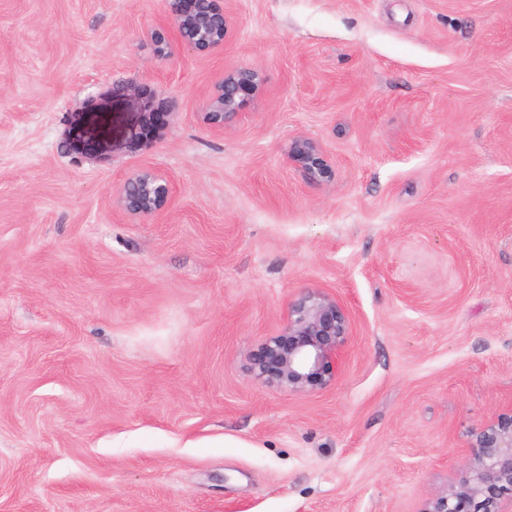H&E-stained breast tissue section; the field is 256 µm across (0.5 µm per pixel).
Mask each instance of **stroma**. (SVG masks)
Here are the masks:
<instances>
[{
  "instance_id": "1",
  "label": "stroma",
  "mask_w": 512,
  "mask_h": 512,
  "mask_svg": "<svg viewBox=\"0 0 512 512\" xmlns=\"http://www.w3.org/2000/svg\"><path fill=\"white\" fill-rule=\"evenodd\" d=\"M224 12L197 53L164 0H0V512H423L512 410V0ZM309 289L350 335L301 395L249 357ZM262 88L258 70L239 67L224 72L209 95L203 120L215 130H223L226 121L235 116L245 102ZM289 153L293 161L312 179H319L328 173V164L318 145L310 139H297ZM149 169L141 170L128 178L119 197L121 208L132 216L154 214L168 203L169 188Z\"/></svg>"
}]
</instances>
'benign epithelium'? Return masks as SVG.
<instances>
[{"mask_svg":"<svg viewBox=\"0 0 512 512\" xmlns=\"http://www.w3.org/2000/svg\"><path fill=\"white\" fill-rule=\"evenodd\" d=\"M177 41L185 48L207 52L224 45L228 26L224 0H165ZM262 88L258 70L239 67L224 72L209 95L203 120L215 130L235 116ZM289 153L312 179L328 173L318 145L297 139ZM168 185L149 169L128 178L119 197L132 216L154 214L168 203ZM350 333L345 309L335 297L314 290L302 292L291 304L288 325L266 338L251 354L255 378L297 394L326 388L336 377L339 354ZM470 456L464 476L431 499L424 512H502L499 496L512 490V411L471 433Z\"/></svg>","mask_w":512,"mask_h":512,"instance_id":"obj_1","label":"benign epithelium"}]
</instances>
